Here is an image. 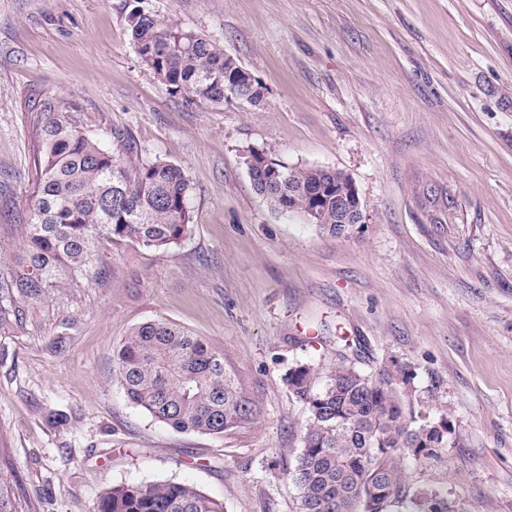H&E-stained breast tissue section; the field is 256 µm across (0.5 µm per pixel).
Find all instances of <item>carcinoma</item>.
<instances>
[{"label":"carcinoma","mask_w":512,"mask_h":512,"mask_svg":"<svg viewBox=\"0 0 512 512\" xmlns=\"http://www.w3.org/2000/svg\"><path fill=\"white\" fill-rule=\"evenodd\" d=\"M128 22L141 63L170 94L215 105L263 102L258 78L206 36L160 25L137 7ZM35 112L29 222L0 224V334L27 329L44 304L106 278L105 252L128 243L166 250L192 229V186L178 165L138 159L121 134L117 150L103 147L86 134L81 107L64 97L44 96ZM249 157L257 163L249 174L255 190L285 213L303 214L306 200L300 195L288 209L290 184L330 196L349 182L341 170L288 166L264 150ZM114 359L127 398L175 431L222 435L255 417V403L224 368V353L175 323L136 326ZM286 382L308 412L288 473L301 512H451L436 485L408 488L401 466L406 455L423 463L447 456L455 443L439 429L448 420L407 400L390 371L374 377L341 353L322 388L313 387L306 365L290 369ZM94 512H224V504L183 483H123L100 495Z\"/></svg>","instance_id":"obj_1"}]
</instances>
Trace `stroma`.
<instances>
[{
    "instance_id": "stroma-1",
    "label": "stroma",
    "mask_w": 512,
    "mask_h": 512,
    "mask_svg": "<svg viewBox=\"0 0 512 512\" xmlns=\"http://www.w3.org/2000/svg\"><path fill=\"white\" fill-rule=\"evenodd\" d=\"M136 4L223 47L263 105L169 94L130 42ZM48 94L103 146L123 133L182 167L193 225L165 251H113L106 279L0 336V482L23 512H93L114 485L162 482L224 512H300L288 470L308 413L285 376L306 364L323 386L341 337L453 428L441 462L403 460L408 485L438 483L453 512H512V0H0V224L28 220ZM252 149L347 173L363 223L333 237L274 210ZM154 319L223 352L251 423L181 433L128 401L113 351Z\"/></svg>"
}]
</instances>
